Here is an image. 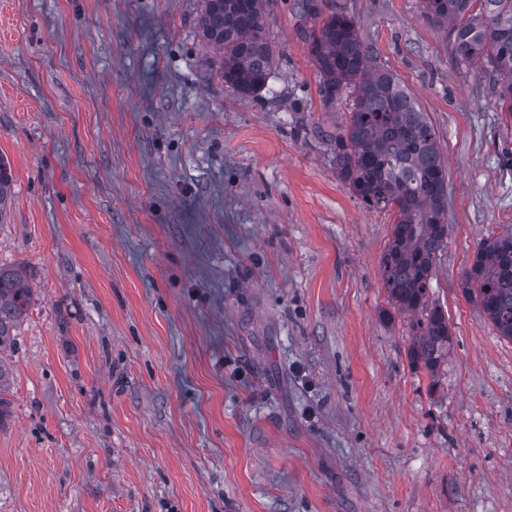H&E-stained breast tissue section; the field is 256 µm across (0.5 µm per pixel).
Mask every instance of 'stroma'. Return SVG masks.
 I'll return each instance as SVG.
<instances>
[{
  "instance_id": "stroma-1",
  "label": "stroma",
  "mask_w": 512,
  "mask_h": 512,
  "mask_svg": "<svg viewBox=\"0 0 512 512\" xmlns=\"http://www.w3.org/2000/svg\"><path fill=\"white\" fill-rule=\"evenodd\" d=\"M297 0L267 90L205 64L198 0H0V263L32 290L0 408V512H512V342L463 292L512 225V118L421 0H331L448 169L438 387L384 319L395 220L338 175Z\"/></svg>"
}]
</instances>
